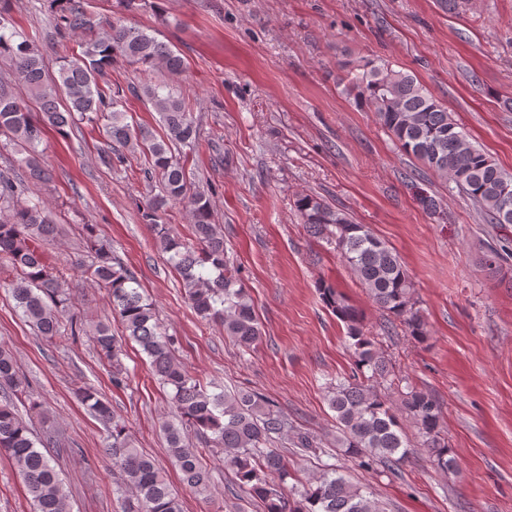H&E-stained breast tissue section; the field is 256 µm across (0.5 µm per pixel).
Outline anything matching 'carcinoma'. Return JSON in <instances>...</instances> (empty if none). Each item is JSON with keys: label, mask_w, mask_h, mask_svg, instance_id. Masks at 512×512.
<instances>
[{"label": "carcinoma", "mask_w": 512, "mask_h": 512, "mask_svg": "<svg viewBox=\"0 0 512 512\" xmlns=\"http://www.w3.org/2000/svg\"><path fill=\"white\" fill-rule=\"evenodd\" d=\"M0 0V58L10 60L12 77L0 79V136L23 146V163L31 177L50 178L41 164L38 147L46 130L65 135L74 116L89 123L104 122L103 135L112 152L122 148L145 157L147 172L158 179L161 191L143 210L166 261L179 274L195 313L224 328L237 345L252 349L262 331L252 298L230 262L220 225L214 223L212 203L202 192H190L184 162L174 150L193 149L197 125L181 94L162 85L145 83L141 93L159 117L162 134L138 129L126 121L123 103L103 88L99 78L117 59L149 74L164 70L171 75L185 67L184 59L155 32L128 26L121 19L96 20L87 14L83 0H44L55 19L56 35L80 37V51L62 57L57 74L45 72L38 43L18 31L7 18ZM347 95L374 112L379 124L400 149L424 168L447 177L484 213L490 224H512V174L500 168L474 145L462 127L413 75L395 70L381 60H365L339 78ZM21 84L39 104L32 113L14 91ZM4 181L0 195V263L13 274L10 298L14 309L48 344L57 347L78 336H89L104 361L112 365L119 383L122 340L111 326L89 325L69 313L70 297L63 275L51 271L41 246L56 238L58 228L49 207L14 199ZM173 202H183L191 216L194 243L187 244L160 222V213ZM296 209L306 232L338 251L373 302L398 318L409 335L426 336L425 323L411 303L412 283L399 255L364 224L325 200L304 194ZM83 249L91 258L86 271L108 289L113 312L120 318L125 339L146 355L154 376L171 389L170 403L178 422H165L162 431L169 455L182 483L202 499L211 498L213 481L200 451L188 441L194 433L206 448L223 454L224 469L233 473L243 492L259 500L263 512H384L372 496L354 486L335 468L322 473L300 491H288V462L277 443L316 449L319 442L295 428L263 395L249 391L209 393L176 360L173 341L161 330L154 304L143 294L136 277L112 254L94 227L83 226ZM322 300L343 321L351 339L352 377L328 386L327 403L335 413L344 454L369 468L376 463L395 467L410 454L402 419H410L423 437L429 461L442 470L455 466V457L441 437V406L427 393L409 384L400 404L393 406L379 386L390 380L388 362L375 337L363 331L355 307L329 284L320 288ZM67 328H62V324ZM0 453L6 452L22 478L33 512H68V491L46 448H57L59 435L48 431L33 435L17 413L12 398L40 405L19 377L9 347L0 343ZM78 399L108 433L106 453L116 471L115 493L122 512H182L177 492L153 459L137 448L123 418L91 387L77 391Z\"/></svg>", "instance_id": "1"}]
</instances>
